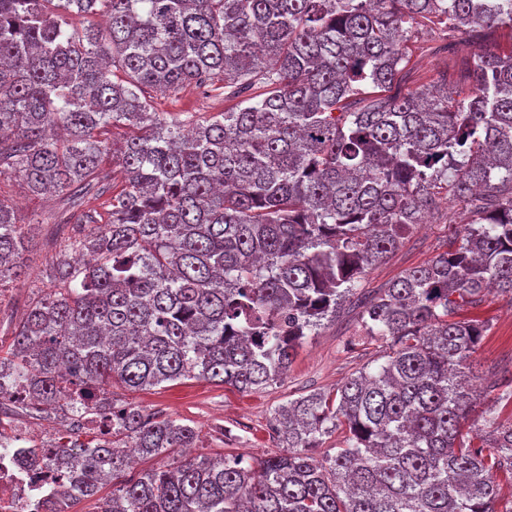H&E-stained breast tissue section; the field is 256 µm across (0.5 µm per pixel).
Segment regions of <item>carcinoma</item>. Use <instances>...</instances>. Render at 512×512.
Returning <instances> with one entry per match:
<instances>
[{
	"mask_svg": "<svg viewBox=\"0 0 512 512\" xmlns=\"http://www.w3.org/2000/svg\"><path fill=\"white\" fill-rule=\"evenodd\" d=\"M97 12L105 29L78 25ZM415 24L451 52L476 28L512 30V0H0V177L73 197L50 286L0 355V381L27 384L19 404L78 412L91 435L57 442L75 473L51 512L109 483L98 512H512L495 481L512 475L497 414L512 376L463 384L486 287L512 301V50L471 54L465 89L444 75L393 94ZM188 85L236 104L189 123L156 109L151 93ZM107 161L121 181L86 208ZM442 198L469 218L455 247L358 296ZM32 247L0 199V285ZM354 296L384 361L276 409L285 452L126 476L130 453L198 432L115 406L112 383L263 389ZM335 432L336 454L314 459Z\"/></svg>",
	"mask_w": 512,
	"mask_h": 512,
	"instance_id": "obj_1",
	"label": "carcinoma"
}]
</instances>
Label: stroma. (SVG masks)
<instances>
[{
    "label": "stroma",
    "instance_id": "1",
    "mask_svg": "<svg viewBox=\"0 0 512 512\" xmlns=\"http://www.w3.org/2000/svg\"><path fill=\"white\" fill-rule=\"evenodd\" d=\"M429 38L430 34L425 30L412 34L413 52L405 77L398 86L399 91L435 84L443 76L447 77L449 86H466L465 56L451 58L444 52L420 54L419 44ZM154 102L162 112L208 113L224 109L220 98L205 96L194 86L182 88L169 97L155 96ZM0 198L16 203L20 223L36 227V245L26 255L27 280L0 287V340L8 344L32 293L48 283L54 244L70 231L69 225L61 221L69 205L62 196L38 198L27 195L16 177L0 180ZM466 221L456 204L442 201L438 213L426 217L423 226L410 229L398 250L367 273L363 288L386 287L406 269L425 264L436 254L446 251L453 240V225ZM480 314L488 320L489 330L469 360L470 375L478 384L486 385L500 380L502 369L512 368V302L494 294L488 295ZM383 350L380 341L364 335L357 313L348 311L337 321L322 326L315 335L306 337L287 374L265 389L242 393L229 386L187 379L150 391L131 392L116 386L112 396L117 403H133L150 411H160L194 426L198 431L196 452L199 455L233 454L260 461L279 451L271 430L275 409L313 392L334 391L351 374L376 360Z\"/></svg>",
    "mask_w": 512,
    "mask_h": 512
}]
</instances>
